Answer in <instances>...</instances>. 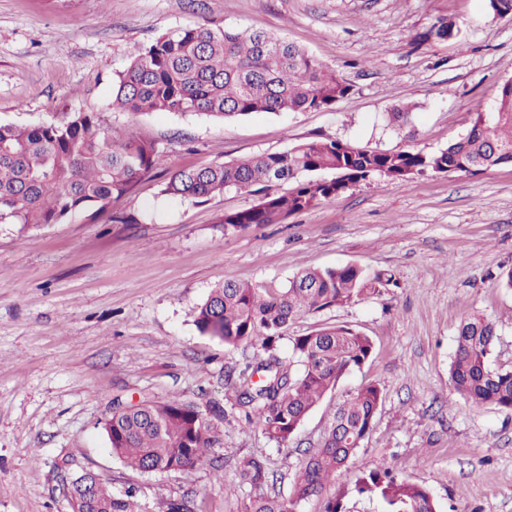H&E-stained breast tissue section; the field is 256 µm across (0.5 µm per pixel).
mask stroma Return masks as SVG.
Masks as SVG:
<instances>
[{
    "mask_svg": "<svg viewBox=\"0 0 512 512\" xmlns=\"http://www.w3.org/2000/svg\"><path fill=\"white\" fill-rule=\"evenodd\" d=\"M488 0H0V122L94 113L106 132L152 141L159 162L106 214L42 227L0 224V512H69L61 475L93 473L133 491L147 512L191 497L198 512H244L237 459L265 460L268 492L289 496L339 395L377 384L373 427L346 471L299 512H382L357 492L386 463L426 487L437 512H512V413L465 401L448 382L460 323L496 322L491 367L512 368V164L475 175L374 177L288 218L225 232L218 217L259 194L197 203L160 192L178 169L280 152L314 140L378 151L433 152L467 134L512 79V18ZM440 18L459 39L422 41ZM197 23L296 42L351 87L335 107L232 121L112 108L117 74L160 34ZM409 112L397 126L390 112ZM356 263L398 287L306 315L291 339L327 325L370 336L374 352L315 407L288 447L245 425L228 374L255 347L201 334L194 309L225 280L285 287L306 269ZM219 402L223 447L185 474H146L110 452L115 402Z\"/></svg>",
    "mask_w": 512,
    "mask_h": 512,
    "instance_id": "stroma-1",
    "label": "stroma"
}]
</instances>
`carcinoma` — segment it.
<instances>
[{"instance_id": "1", "label": "carcinoma", "mask_w": 512, "mask_h": 512, "mask_svg": "<svg viewBox=\"0 0 512 512\" xmlns=\"http://www.w3.org/2000/svg\"><path fill=\"white\" fill-rule=\"evenodd\" d=\"M458 31L437 20L424 40H448ZM350 86L303 48L264 31L230 32L194 25L156 37L117 74L112 107L132 114L174 112L227 121L254 112L328 109ZM498 109L477 115L468 133L432 153L381 152L330 140L297 144L286 151L174 171L161 193L207 199L228 189L264 191L250 209L218 218L224 231L280 224L368 177L407 182L427 172L478 174L512 164V79L498 89ZM154 143L104 132L92 112H64L50 123H0V224H62L77 215L106 212L112 199L128 195L153 169ZM336 172L331 181L309 178L279 193L273 187L301 173ZM398 286L388 272L351 263L298 274L282 289L226 281L195 308L201 333L227 346L260 347L262 355L234 382L236 403L247 425L286 447L310 411L371 357L370 337L345 325L323 326L291 340L288 361L276 353L294 320L364 300ZM497 325L481 316L458 328L450 383L465 400L512 413V370L492 369L488 359ZM263 370L251 381L248 371ZM382 400L375 384L344 396L318 444L304 452L289 497L269 495L265 463L250 457L237 465L238 482L256 493L246 512H297L340 475L372 427ZM224 409L215 401L202 410L177 399L118 404L104 422L112 455L141 472L184 474L223 444L216 423ZM361 494L380 500L384 512H436L429 490L397 478L378 464L357 480ZM73 498L95 512H143L128 490L117 495L107 482L75 479Z\"/></svg>"}]
</instances>
